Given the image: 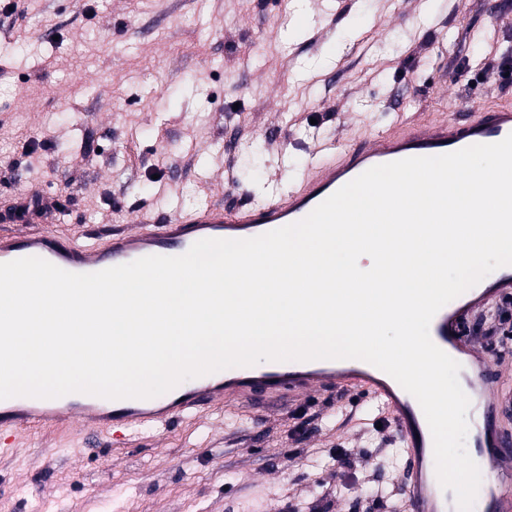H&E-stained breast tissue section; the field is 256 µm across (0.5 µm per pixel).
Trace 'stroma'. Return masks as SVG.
Returning <instances> with one entry per match:
<instances>
[{"label": "stroma", "mask_w": 512, "mask_h": 512, "mask_svg": "<svg viewBox=\"0 0 512 512\" xmlns=\"http://www.w3.org/2000/svg\"><path fill=\"white\" fill-rule=\"evenodd\" d=\"M15 0L0 13V216L62 193L41 229L100 239L290 192L317 145L512 105L478 63L512 0ZM92 139L94 152L84 150ZM352 392L216 404L110 444L34 427L0 453V512H399L406 459Z\"/></svg>", "instance_id": "stroma-1"}]
</instances>
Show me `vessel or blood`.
I'll list each match as a JSON object with an SVG mask.
<instances>
[{
    "instance_id": "b4317fda",
    "label": "vessel or blood",
    "mask_w": 512,
    "mask_h": 512,
    "mask_svg": "<svg viewBox=\"0 0 512 512\" xmlns=\"http://www.w3.org/2000/svg\"><path fill=\"white\" fill-rule=\"evenodd\" d=\"M512 134V106L452 113L433 122H408L400 130L372 134L353 151L320 154L309 174L288 197L261 206H208L196 215L176 217L135 232L122 231L90 245L62 242L45 232H0V263L40 257L73 273H94L139 258L180 256L198 240L248 239L305 218L326 198L364 171L410 157L438 156L475 144H493ZM512 296V266L499 268L442 307L430 324L434 344L461 366L465 393L480 391L471 445L486 464L503 476L489 484L482 512H512V438L498 422L512 407V388L497 379L484 346L470 337L469 320ZM357 390L386 417L406 454L402 495L407 512H439L442 488L425 464L433 439L420 404L391 376L375 366H351L333 360L268 362L264 371L241 366L222 376H201L198 384L166 398L101 401L77 393L68 400L12 397L0 400V429L23 431L72 416L116 436L130 437L141 428L165 426L186 413L218 403L263 398L287 405L309 392L339 394Z\"/></svg>"
}]
</instances>
